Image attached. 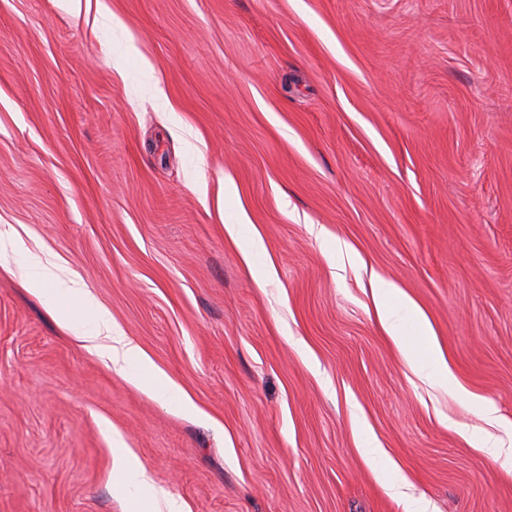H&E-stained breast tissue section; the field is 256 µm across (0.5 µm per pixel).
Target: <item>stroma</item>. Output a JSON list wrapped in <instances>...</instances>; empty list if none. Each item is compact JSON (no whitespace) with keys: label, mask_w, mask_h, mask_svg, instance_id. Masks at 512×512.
Masks as SVG:
<instances>
[{"label":"stroma","mask_w":512,"mask_h":512,"mask_svg":"<svg viewBox=\"0 0 512 512\" xmlns=\"http://www.w3.org/2000/svg\"><path fill=\"white\" fill-rule=\"evenodd\" d=\"M104 2L0 0V512H404L399 478L512 512V0ZM49 264L199 415L60 326L24 286ZM368 268L461 392L401 358ZM113 463L122 476L125 488H150L146 471L134 461L126 448L114 449Z\"/></svg>","instance_id":"stroma-1"}]
</instances>
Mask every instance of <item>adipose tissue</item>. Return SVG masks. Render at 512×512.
Returning a JSON list of instances; mask_svg holds the SVG:
<instances>
[{
	"label": "adipose tissue",
	"mask_w": 512,
	"mask_h": 512,
	"mask_svg": "<svg viewBox=\"0 0 512 512\" xmlns=\"http://www.w3.org/2000/svg\"><path fill=\"white\" fill-rule=\"evenodd\" d=\"M370 281L379 324L411 368L426 370L431 384L455 386L456 378L436 344L434 331L417 305L407 299L394 283L382 279L378 274H371ZM26 287L37 297L50 298L52 310L60 324L84 339L90 350L110 364L118 374L138 382L148 372L149 364L140 348L113 326L106 312L98 313L94 332L86 333L74 311L92 307L93 302L76 282L62 280L48 268L29 278ZM401 309L412 316L416 323L412 335H403L398 329L397 312Z\"/></svg>",
	"instance_id": "obj_1"
}]
</instances>
